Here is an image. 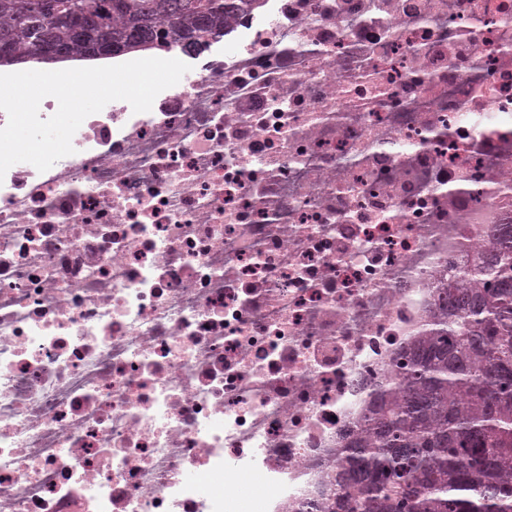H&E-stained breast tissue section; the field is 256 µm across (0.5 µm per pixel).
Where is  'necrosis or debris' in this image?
<instances>
[{
  "instance_id": "necrosis-or-debris-1",
  "label": "necrosis or debris",
  "mask_w": 512,
  "mask_h": 512,
  "mask_svg": "<svg viewBox=\"0 0 512 512\" xmlns=\"http://www.w3.org/2000/svg\"><path fill=\"white\" fill-rule=\"evenodd\" d=\"M0 180V512H313L512 223V0H258Z\"/></svg>"
}]
</instances>
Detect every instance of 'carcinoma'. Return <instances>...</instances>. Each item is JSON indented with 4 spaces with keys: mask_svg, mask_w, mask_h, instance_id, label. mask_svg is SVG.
Instances as JSON below:
<instances>
[{
    "mask_svg": "<svg viewBox=\"0 0 512 512\" xmlns=\"http://www.w3.org/2000/svg\"><path fill=\"white\" fill-rule=\"evenodd\" d=\"M254 0H0V68L98 59L156 42L199 50ZM437 318L396 364L356 436L339 450L323 512H512V224L482 263L442 289Z\"/></svg>",
    "mask_w": 512,
    "mask_h": 512,
    "instance_id": "obj_1",
    "label": "carcinoma"
}]
</instances>
